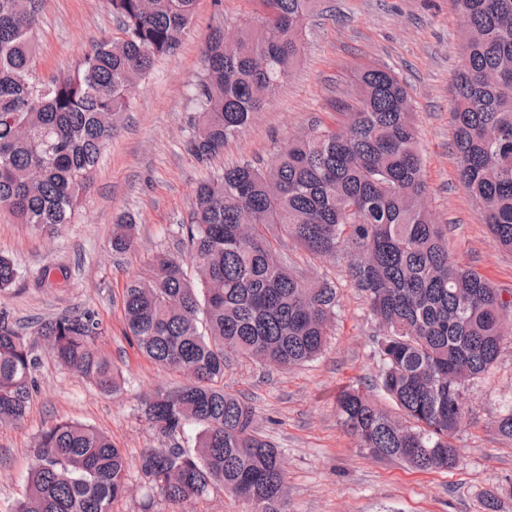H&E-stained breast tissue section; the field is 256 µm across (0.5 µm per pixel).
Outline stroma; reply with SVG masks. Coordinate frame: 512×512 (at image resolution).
I'll return each mask as SVG.
<instances>
[{
  "instance_id": "35a3bbf8",
  "label": "stroma",
  "mask_w": 512,
  "mask_h": 512,
  "mask_svg": "<svg viewBox=\"0 0 512 512\" xmlns=\"http://www.w3.org/2000/svg\"><path fill=\"white\" fill-rule=\"evenodd\" d=\"M255 9L254 0H196L178 49L157 60L135 91L78 215L58 235L30 230L0 211V256L19 270L0 302L28 333L37 319L93 307L106 329L100 347L124 377L121 392L106 396L42 353L23 419L0 426V512H14L25 493L38 433L67 420L94 426L123 448L129 490L112 512H142L148 489L138 472L139 456L160 441L141 402L186 378L162 370L130 343L122 310L125 285L144 272L154 251H177L179 224L199 181L228 165L271 161L313 126H335L336 104L349 98L365 66L390 68L407 85L428 206L436 222L448 227L450 256L495 286L512 289V250L496 243L457 177L452 110L462 40L453 0H320L288 80L205 168L183 143L192 132L189 96L203 69L206 38L212 28L234 26ZM120 36L103 0H43L37 69L47 79L64 76L93 45ZM123 212L136 217L138 240L135 248L116 254L110 248L113 221ZM281 256L307 279L335 283L331 334L317 359L290 369L231 361L224 388L254 407L260 430L281 451L288 512H488V491L499 496L498 512H512V439L497 430L501 406L512 401V348H504L470 388L455 439L463 453L458 469L420 472L374 458L342 426L336 399L346 387L360 386L392 409L375 382L381 329L350 283L345 256L315 259L292 245Z\"/></svg>"
}]
</instances>
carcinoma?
Returning a JSON list of instances; mask_svg holds the SVG:
<instances>
[{"instance_id":"1","label":"carcinoma","mask_w":512,"mask_h":512,"mask_svg":"<svg viewBox=\"0 0 512 512\" xmlns=\"http://www.w3.org/2000/svg\"><path fill=\"white\" fill-rule=\"evenodd\" d=\"M121 28L75 69L46 81L36 67L41 0H0V208L54 235L71 223L100 156L130 111V94L155 61L173 53L196 0H104ZM260 13L206 41L191 98L185 151L208 165L261 111L297 63L317 0H257ZM464 37L455 75L457 174L500 244L512 249V0H454ZM336 128L315 126L270 163L228 166L201 181L181 224L186 252L153 255L122 297L126 335L138 351L190 383L159 391L143 412L163 438L197 428L195 445L149 448L138 471L171 512L220 484L250 512H285L281 455L255 425L254 408L224 390L233 358L283 368L316 359L336 317V286L310 282L276 260L290 239L313 258L344 253L349 276L379 321L377 385L396 403L387 414L359 388L341 393L344 426L371 455L420 471L462 462L453 443L469 388L498 360L512 330V291L499 289L448 253V227L424 200L418 132L407 87L388 68L368 67L337 106ZM135 242V220L117 217L112 251ZM18 279L0 256V292ZM105 328L91 308L19 331L0 302V424L20 420L40 358L100 393L123 381L99 348ZM128 462L95 427L62 421L36 437L34 463L15 512H112L127 493Z\"/></svg>"}]
</instances>
